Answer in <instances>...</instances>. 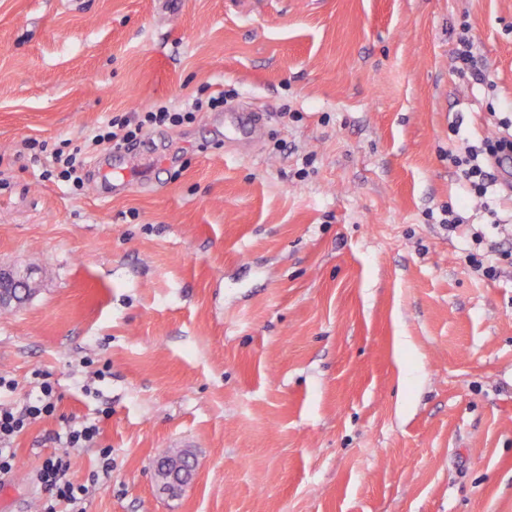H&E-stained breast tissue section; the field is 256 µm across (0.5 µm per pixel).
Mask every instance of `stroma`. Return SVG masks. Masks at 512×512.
<instances>
[{"instance_id":"1","label":"stroma","mask_w":512,"mask_h":512,"mask_svg":"<svg viewBox=\"0 0 512 512\" xmlns=\"http://www.w3.org/2000/svg\"><path fill=\"white\" fill-rule=\"evenodd\" d=\"M463 24L476 75L451 64ZM221 90L137 140L166 164L117 197L44 180L27 146ZM247 105L256 151L222 135ZM510 117L512 0H0V266L38 283L0 313V376L15 405L37 370L59 395L0 512H37L87 419L69 477L104 447L112 470L85 512H512V266L479 276L439 222L449 151ZM463 214L512 251L482 200ZM99 427L95 422L84 421L79 425H70L57 439L65 448L62 452L47 457L39 470L38 480L41 484L45 498L42 499V512H84L82 507L88 487L77 484L68 478L72 466L69 449L88 448L96 442ZM60 505L65 510H58Z\"/></svg>"}]
</instances>
